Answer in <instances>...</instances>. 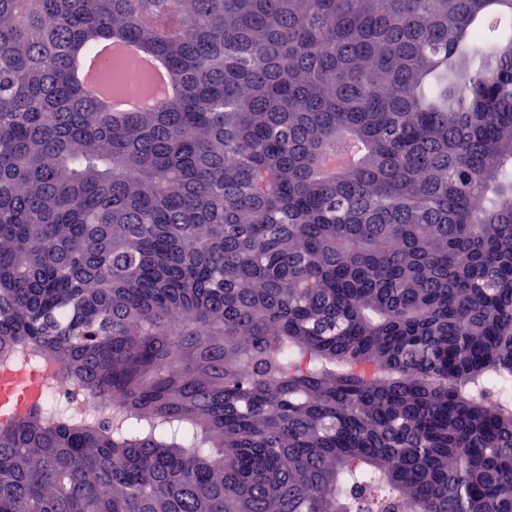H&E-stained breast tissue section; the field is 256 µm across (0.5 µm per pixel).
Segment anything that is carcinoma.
Here are the masks:
<instances>
[{
    "mask_svg": "<svg viewBox=\"0 0 512 512\" xmlns=\"http://www.w3.org/2000/svg\"><path fill=\"white\" fill-rule=\"evenodd\" d=\"M502 15L0 0V352L112 401L0 425V512H512ZM113 37L172 92L77 83ZM111 55H120L130 62L141 74L145 73L152 82L151 89H162L166 85L165 65L155 56L147 53L136 42L116 40L99 45L81 56L75 64L76 79L86 85L95 82L94 73L101 63ZM149 94L145 95V92H140L131 96L125 97H112L102 95V99L112 112H133L142 108L147 100Z\"/></svg>",
    "mask_w": 512,
    "mask_h": 512,
    "instance_id": "1",
    "label": "carcinoma"
}]
</instances>
